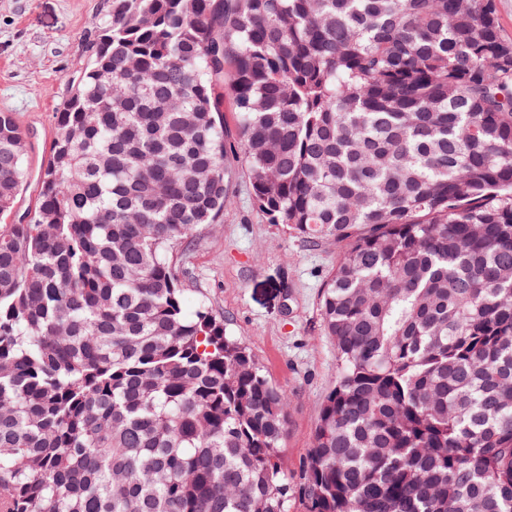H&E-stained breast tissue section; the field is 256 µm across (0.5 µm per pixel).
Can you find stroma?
<instances>
[{"label": "stroma", "mask_w": 512, "mask_h": 512, "mask_svg": "<svg viewBox=\"0 0 512 512\" xmlns=\"http://www.w3.org/2000/svg\"><path fill=\"white\" fill-rule=\"evenodd\" d=\"M112 0H0V112L14 113L28 144L27 180L12 220L35 209L57 112L91 61ZM232 202L176 251L187 310L206 306L288 394L282 463L302 471L340 361L325 335L321 293L339 252L312 246L256 210L239 156L227 158Z\"/></svg>", "instance_id": "stroma-1"}]
</instances>
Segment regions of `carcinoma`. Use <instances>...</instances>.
<instances>
[{"label":"carcinoma","mask_w":512,"mask_h":512,"mask_svg":"<svg viewBox=\"0 0 512 512\" xmlns=\"http://www.w3.org/2000/svg\"><path fill=\"white\" fill-rule=\"evenodd\" d=\"M230 153L268 223L341 246L307 512H512L494 0H112L33 216L0 222V512H288L287 396L173 264ZM26 155L0 112L1 218Z\"/></svg>","instance_id":"carcinoma-1"}]
</instances>
